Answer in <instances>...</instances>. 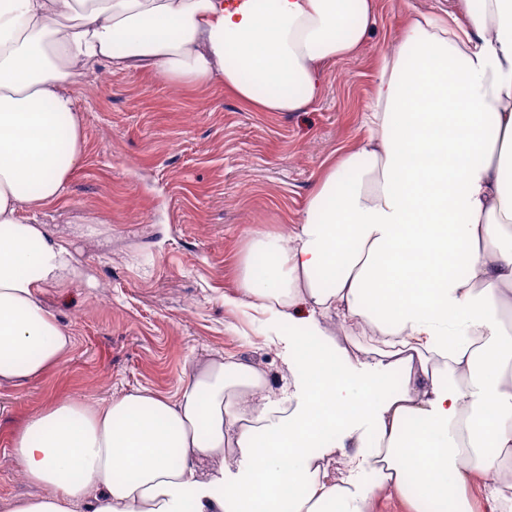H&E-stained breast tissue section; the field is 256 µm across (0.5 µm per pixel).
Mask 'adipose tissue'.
Returning <instances> with one entry per match:
<instances>
[{
	"instance_id": "ef3b65f1",
	"label": "adipose tissue",
	"mask_w": 512,
	"mask_h": 512,
	"mask_svg": "<svg viewBox=\"0 0 512 512\" xmlns=\"http://www.w3.org/2000/svg\"><path fill=\"white\" fill-rule=\"evenodd\" d=\"M373 20V0H0V386L74 346L45 295L83 271L31 215L83 157V70L302 112ZM363 125L297 224L249 231L226 299L274 331L279 386L216 354L171 397L52 398L9 437L43 493L0 512H370L412 482L512 512V0L408 15Z\"/></svg>"
}]
</instances>
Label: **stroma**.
Masks as SVG:
<instances>
[{"label":"stroma","mask_w":512,"mask_h":512,"mask_svg":"<svg viewBox=\"0 0 512 512\" xmlns=\"http://www.w3.org/2000/svg\"><path fill=\"white\" fill-rule=\"evenodd\" d=\"M455 5L375 0L361 49L327 67L324 97L304 112H256L222 82L185 85L148 69L102 66L80 78L72 94L85 153L62 197L35 214L84 271L46 295L75 344L42 378L0 389L1 493H34L7 465V438L51 398L171 396L216 353L278 375L259 315L224 302L237 291L246 234L297 223L361 135L377 56L400 44L406 12Z\"/></svg>","instance_id":"1"}]
</instances>
